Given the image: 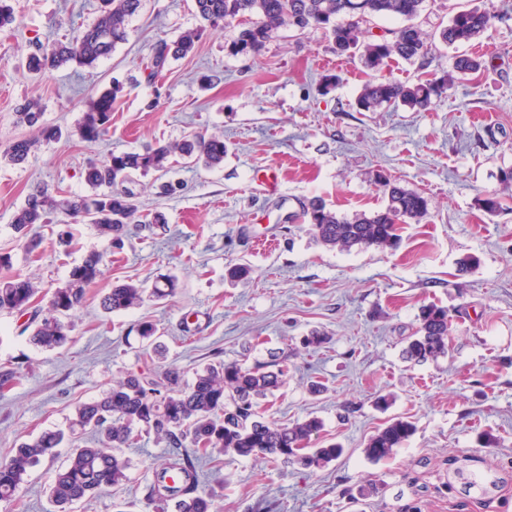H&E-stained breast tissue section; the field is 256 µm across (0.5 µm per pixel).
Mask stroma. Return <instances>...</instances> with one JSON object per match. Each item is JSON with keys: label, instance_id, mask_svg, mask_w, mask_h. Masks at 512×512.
<instances>
[{"label": "stroma", "instance_id": "35a3bbf8", "mask_svg": "<svg viewBox=\"0 0 512 512\" xmlns=\"http://www.w3.org/2000/svg\"><path fill=\"white\" fill-rule=\"evenodd\" d=\"M503 0H425L417 19L427 33L452 12ZM14 25L0 28V147L32 134L16 107L40 99L43 119L72 127L92 95L120 80L112 126L103 140L41 146L26 163L0 162V251L31 277L45 306L71 267L93 251H111L101 280L89 288L75 318L72 343L45 351L29 341L25 313H0V460L20 442L67 429L78 403L97 397L112 380L156 365L138 324L157 325L167 362L185 379L220 359L267 360L287 355V384L264 408L292 422L319 417L320 442H338L343 455L308 471L262 458L229 455L200 468L202 488L215 494V512H512V195L490 215L479 198L499 191L497 174L512 167V19L496 24L474 46L485 54L480 74L447 89L425 110L360 112L366 80L361 65L336 56L322 31L283 30L258 58L233 57L227 32L205 34L194 53L148 80L152 44L195 28L193 0H142L127 42L94 68L68 67L30 78L22 68L37 44L65 42L98 15L99 0H10ZM338 73L323 92V75ZM192 133L220 134L222 167L174 164L182 184L157 194L152 176L131 184L139 213L162 214L165 226L131 225L122 248L109 250L93 225L76 223L68 247L56 242L65 215L41 225L40 248L25 255L11 226L34 186L85 194L88 160L142 150ZM430 201L417 224L400 225L395 249L341 252L315 243L298 215L320 198L338 214L371 213L385 204L379 175ZM478 265L460 272L458 261ZM247 265L244 279L229 267ZM174 275L179 289L111 315L102 293L116 283H151ZM446 307L448 353L423 364L401 357L418 326L422 305ZM329 341L307 348L311 330ZM326 390L311 395L309 379ZM390 405L375 407L377 397ZM394 417L416 425L387 460L369 461L370 436ZM496 442L481 445L482 434ZM166 443L143 439L124 455L127 482L86 501L77 512H157L145 498L152 468ZM61 459L34 468L20 492L19 512H49L47 488Z\"/></svg>", "mask_w": 512, "mask_h": 512}]
</instances>
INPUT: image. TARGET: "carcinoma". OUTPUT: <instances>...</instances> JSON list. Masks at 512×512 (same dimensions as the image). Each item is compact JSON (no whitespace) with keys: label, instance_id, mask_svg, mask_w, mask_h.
Here are the masks:
<instances>
[{"label":"carcinoma","instance_id":"cac0c4a2","mask_svg":"<svg viewBox=\"0 0 512 512\" xmlns=\"http://www.w3.org/2000/svg\"><path fill=\"white\" fill-rule=\"evenodd\" d=\"M142 0H101L100 14L66 43L40 44L25 61V70L38 75L74 63L93 67L109 57L115 47L128 40L129 20L138 13ZM199 27L176 39H157L151 47L148 78L162 75L170 61L194 52L207 29L230 32L225 50L231 56H255L283 29H320L338 53H357L369 79L356 98L362 112L383 108L421 111L448 86L481 72L484 61L473 55L458 59L451 73L439 78L397 82L383 75L391 63L403 60L429 63L432 42L415 19L425 0H194ZM375 17L397 18L403 25L389 35H369L364 26ZM499 15L478 6L459 10L436 33L448 46L470 44L480 39ZM122 91L116 82L96 93L75 130L65 134L61 127L43 122V106L27 99L18 107V120L36 128L34 137L16 139L0 151V158L21 164L40 145L58 142L65 135L95 143L107 135L112 123V104ZM180 157L195 167L215 169L224 164V137L191 134L175 143H158L142 151L111 153L102 161L91 160L84 181L92 193L61 195L39 187L28 195L13 215L12 225L21 249L30 254L41 244L35 233L39 224L50 223L59 212L76 221H88L99 234L119 243L134 223L138 210L135 194L126 187L136 174L155 172L165 175L171 159ZM385 206L373 213L339 215L325 203L313 201L303 207L301 218L309 225L314 240L330 249L391 248L398 240V225L419 222L429 209L423 194L383 179ZM104 255L93 252L72 267L67 281L55 288L47 314L33 306L38 288L20 274L0 280V312H30L29 341L42 349L54 350L70 341L73 324L67 321L84 303L88 289L102 275ZM178 280L163 276L149 286L114 285L101 298L107 313L121 312L146 299L164 300L176 294ZM419 326L408 337L402 356L424 362L448 352V309L436 304L422 306ZM288 366L276 353L270 360L251 366L216 361L195 372L191 383L183 373L168 366L156 375L151 371H128L102 395L75 408L71 432L91 433V442L72 449L65 464L55 471L49 487L53 512H73L78 503L118 487L127 480L129 461L122 449L142 436H154L172 448L185 452L169 457L153 468L146 499L164 507L174 502L175 512H214V495L200 489L198 467L203 457L223 453L240 458L261 457L298 464L305 469L319 468L339 458L343 448L334 443L311 448L322 422L310 417L294 423L267 418L259 410V400L286 384ZM416 426L393 418L372 435L364 448L368 460L378 463L391 457L395 449L415 433ZM64 434L46 431L26 441L0 461V502L17 504L29 473L43 459L56 456Z\"/></svg>","mask_w":512,"mask_h":512}]
</instances>
